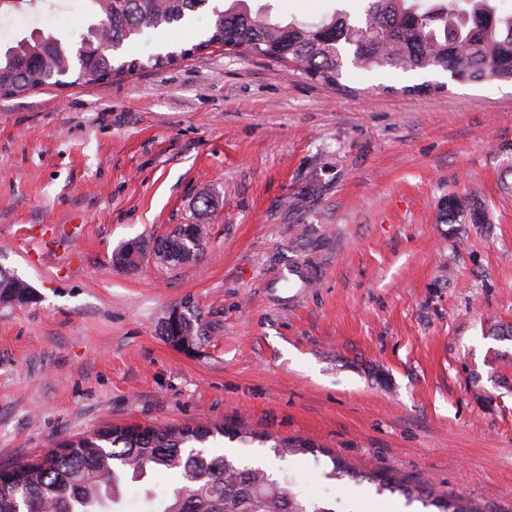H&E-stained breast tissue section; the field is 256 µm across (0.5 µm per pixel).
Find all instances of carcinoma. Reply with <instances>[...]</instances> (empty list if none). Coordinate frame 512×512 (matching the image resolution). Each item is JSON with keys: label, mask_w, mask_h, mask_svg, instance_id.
I'll list each match as a JSON object with an SVG mask.
<instances>
[{"label": "carcinoma", "mask_w": 512, "mask_h": 512, "mask_svg": "<svg viewBox=\"0 0 512 512\" xmlns=\"http://www.w3.org/2000/svg\"><path fill=\"white\" fill-rule=\"evenodd\" d=\"M87 10L101 16L74 45L53 33L37 31L0 50V96L15 97L32 89L68 84L74 75L82 84L131 74L143 67L137 58L114 65L113 55L99 47L102 38L121 48L142 30H157L186 20L208 0H86ZM211 35L194 45L215 43L286 61L326 83H336L345 57L365 68L448 72L468 83L497 80L512 83V9L497 0H368L365 21L350 22L334 13L317 21L272 20L267 6L252 10L247 0H232L226 9H212ZM442 224H482L484 208L473 198L451 196L439 216ZM205 227L197 225L195 242L168 234L157 240V262L176 266L200 253ZM29 285L0 268V305L30 302ZM197 336V320L184 317L169 325L167 339L177 332ZM243 444L269 445L275 457L305 453L312 445L293 439H272L244 427H139L112 425L64 440L32 462L10 466L0 477V512H18L24 504L35 512H99L104 502L117 504L131 482H142L165 470L182 485L162 500L145 493L143 512H332L313 507L293 491L288 479L275 480L261 468L241 465L228 456L207 457L187 449L215 436ZM331 475L346 474L358 482L377 483V492L399 493L439 512H479L463 508L447 492L429 483L410 486L373 471H351L336 464Z\"/></svg>", "instance_id": "carcinoma-1"}]
</instances>
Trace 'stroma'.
Returning a JSON list of instances; mask_svg holds the SVG:
<instances>
[{
    "instance_id": "obj_1",
    "label": "stroma",
    "mask_w": 512,
    "mask_h": 512,
    "mask_svg": "<svg viewBox=\"0 0 512 512\" xmlns=\"http://www.w3.org/2000/svg\"><path fill=\"white\" fill-rule=\"evenodd\" d=\"M317 20L366 0H249ZM213 16L148 30L143 68L0 98V466L115 425L243 426L316 454L280 463L331 512H385L333 461L512 512V84L421 92L425 75L345 63L339 84L207 39ZM84 0L0 19V42L79 39ZM483 224H441L451 196ZM202 224L177 266L112 265ZM202 323L170 344L172 311ZM29 285L19 277L3 268H0V305L12 306L26 304L32 300Z\"/></svg>"
}]
</instances>
